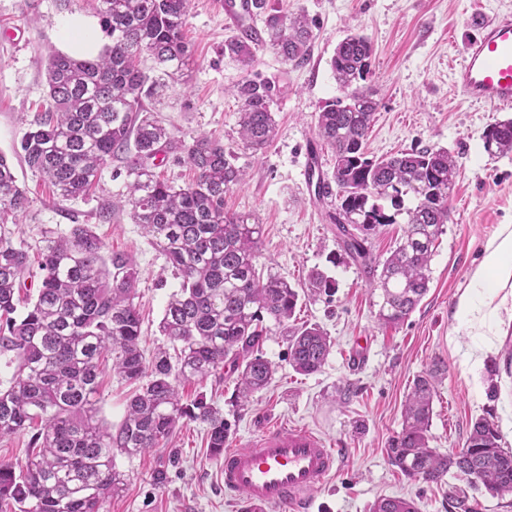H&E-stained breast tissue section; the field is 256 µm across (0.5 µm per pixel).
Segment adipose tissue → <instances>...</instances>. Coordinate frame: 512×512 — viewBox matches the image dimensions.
<instances>
[{"mask_svg":"<svg viewBox=\"0 0 512 512\" xmlns=\"http://www.w3.org/2000/svg\"><path fill=\"white\" fill-rule=\"evenodd\" d=\"M512 283V225H502L487 246L469 288L462 295L458 315L468 329L483 327L499 291Z\"/></svg>","mask_w":512,"mask_h":512,"instance_id":"1","label":"adipose tissue"}]
</instances>
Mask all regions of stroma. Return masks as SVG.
I'll use <instances>...</instances> for the list:
<instances>
[{"instance_id": "1", "label": "stroma", "mask_w": 512, "mask_h": 512, "mask_svg": "<svg viewBox=\"0 0 512 512\" xmlns=\"http://www.w3.org/2000/svg\"><path fill=\"white\" fill-rule=\"evenodd\" d=\"M291 14L314 22L311 59L300 68L286 65L271 49L257 51L255 70L279 79L281 92L272 110L276 135L264 153L244 150L238 134L239 102L231 89L246 73L222 52L230 30L221 0H195L184 30L194 48L186 81L172 83L153 103L158 119L175 139L191 144L201 133L219 139L246 171L244 182L225 198V208L256 215L262 224L260 264L304 285L310 270L327 271L336 281L332 296L302 297L298 322L319 324L332 348L319 373L304 376L288 363L287 341L271 329L261 351L276 372L271 385L249 400L238 398L234 373L218 371L205 382L180 386L184 399L202 393L232 426L229 447L283 424L312 429L343 449L333 476L316 485L310 512H368L381 496L414 499L419 512H454L448 489L465 486L448 475L444 485L411 480L385 461L389 440L401 432L403 407L413 379L440 371L430 445L440 451L464 447L471 423L484 417L497 425L504 449L512 451V288L502 289L496 313L488 318L494 348L474 358L477 336L456 317L482 252L500 225L512 224V154L492 157L484 149L489 124L512 117L466 101L453 90L452 73L467 41L478 33L476 17L512 12V0H277ZM85 0H0V153L12 164L18 183L32 200L14 227L16 238L38 239L42 228L68 233L88 224L110 249L135 257L138 302L145 352L162 343L159 322L179 281L163 255L133 223L126 192L124 156L112 158L95 190L83 200L59 198L52 185L32 173L15 149L27 123L45 98V68L50 54L63 51L61 23L89 14ZM367 35L374 47L369 81L378 103L366 151L385 157L402 149L436 146L455 155L460 173L450 196V219L436 243L429 290L400 325L378 318L381 292L375 280L344 259L329 201L316 199L302 169L317 151L322 172L334 160L321 148L316 114L338 94L330 59L347 29ZM112 205L110 220L99 212ZM134 387L104 375L97 395L99 417L118 425ZM124 476L119 494L102 512H237L236 498L208 448L207 428L188 422L169 441L135 457L116 456ZM165 470L156 486L153 474Z\"/></svg>"}]
</instances>
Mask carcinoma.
Listing matches in <instances>:
<instances>
[{"label":"carcinoma","mask_w":512,"mask_h":512,"mask_svg":"<svg viewBox=\"0 0 512 512\" xmlns=\"http://www.w3.org/2000/svg\"><path fill=\"white\" fill-rule=\"evenodd\" d=\"M109 43L95 56H49L44 110L34 114L15 153L46 177L64 200L85 199L112 157L126 166L133 223L151 237L180 279L169 296L159 331L178 347L146 358L140 348L141 318L133 258L111 250L87 224L62 235L42 231L31 245L14 243L10 225L30 208L11 164L0 155V357L12 369L0 388V438L26 432L38 453L21 462L0 461V512H101L121 491L118 454L158 448L183 423L207 426L208 448L222 449L230 425L204 395L185 402L181 383L204 381L228 361L237 372L238 397L248 399L272 379L274 367L260 353L269 319L288 343V364L302 375L317 373L331 340L317 325L290 324L301 294L275 273L257 267L262 224L254 215L224 209V195L245 176L237 156L205 134L184 147L181 161L195 178L177 186L155 172L160 155L177 149L172 133L145 102L169 89L193 61L184 36L191 0H90ZM263 44L297 68L311 57L315 35L306 16L288 15L271 0H254ZM373 47L349 32L330 60L340 96L317 116V136L334 157L329 177H318L315 195L332 199L329 214L344 254L382 291L379 319L403 322L428 290L434 242L448 223V199L459 167L443 147H423L387 158H370L365 140L377 102L366 86ZM224 56L245 72L255 67V43L240 34L224 39ZM152 62L149 75L141 58ZM278 91L269 79L246 78L234 86L239 137L253 153L276 134L272 112ZM484 148L512 154V118L488 126ZM405 216L404 236L381 262L370 240L385 224ZM36 297L23 303L27 279ZM308 290L329 292L334 281L319 269L308 273ZM138 385L119 425L99 423L94 396L106 368ZM435 374L418 376L407 395L403 427L385 449V460L402 475L438 484L453 471L467 487L448 492L455 512H478L477 494L512 495V452L502 448L497 427L475 420L464 448L442 453L429 446ZM370 512H419L416 502L379 497Z\"/></svg>","instance_id":"1"}]
</instances>
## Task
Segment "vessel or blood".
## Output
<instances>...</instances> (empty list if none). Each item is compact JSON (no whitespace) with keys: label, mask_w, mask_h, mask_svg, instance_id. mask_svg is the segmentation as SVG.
I'll return each mask as SVG.
<instances>
[{"label":"vessel or blood","mask_w":512,"mask_h":512,"mask_svg":"<svg viewBox=\"0 0 512 512\" xmlns=\"http://www.w3.org/2000/svg\"><path fill=\"white\" fill-rule=\"evenodd\" d=\"M478 27L453 72V86L469 101L511 108L512 14L480 20ZM339 459V449L329 447L322 436L290 426L217 456L225 493L242 496L249 512H263L272 505L300 512L317 483L335 471Z\"/></svg>","instance_id":"vessel-or-blood-1"}]
</instances>
